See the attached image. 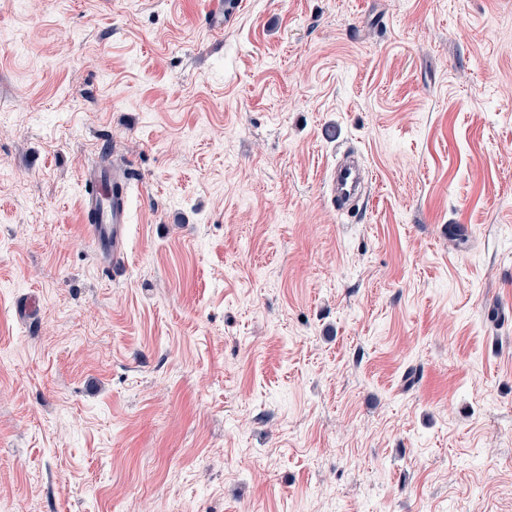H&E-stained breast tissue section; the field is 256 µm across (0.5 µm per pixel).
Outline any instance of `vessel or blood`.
Here are the masks:
<instances>
[{
	"label": "vessel or blood",
	"mask_w": 512,
	"mask_h": 512,
	"mask_svg": "<svg viewBox=\"0 0 512 512\" xmlns=\"http://www.w3.org/2000/svg\"><path fill=\"white\" fill-rule=\"evenodd\" d=\"M84 232L95 244L113 272L126 269V239L130 222V178L124 165L100 162L82 167ZM365 174L355 161L337 162L331 171L328 190L331 203L345 210L365 193Z\"/></svg>",
	"instance_id": "1"
}]
</instances>
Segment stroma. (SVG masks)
<instances>
[{
    "label": "stroma",
    "mask_w": 512,
    "mask_h": 512,
    "mask_svg": "<svg viewBox=\"0 0 512 512\" xmlns=\"http://www.w3.org/2000/svg\"><path fill=\"white\" fill-rule=\"evenodd\" d=\"M208 2L0 8V512H512V0ZM84 232L101 256L119 273L126 270V239L130 224V178L123 164L100 162L83 166ZM365 174L357 161H337L331 171L328 190L334 208L345 211L355 199L365 193Z\"/></svg>",
    "instance_id": "1"
}]
</instances>
